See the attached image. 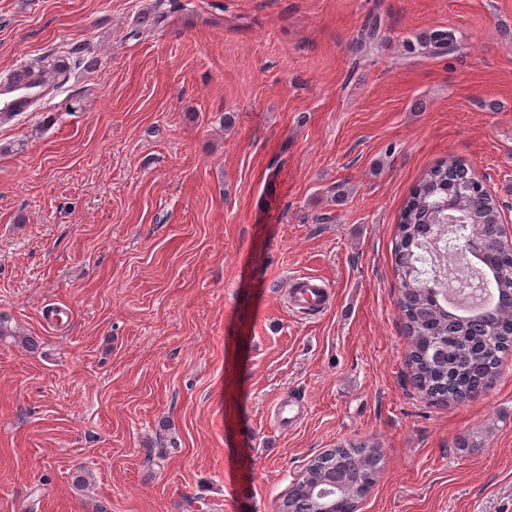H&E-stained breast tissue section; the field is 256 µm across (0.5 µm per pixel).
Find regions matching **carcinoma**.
Wrapping results in <instances>:
<instances>
[{"instance_id": "obj_1", "label": "carcinoma", "mask_w": 512, "mask_h": 512, "mask_svg": "<svg viewBox=\"0 0 512 512\" xmlns=\"http://www.w3.org/2000/svg\"><path fill=\"white\" fill-rule=\"evenodd\" d=\"M164 6L165 0H154L137 24L161 22ZM378 32L376 22L361 29L356 52L373 53ZM419 46L430 55L450 54L457 39L438 30L420 38ZM464 171L450 156L424 174L402 210L394 245L397 307L410 339L407 365L415 388L438 402L481 396L499 376L503 356L512 352V247L503 240L498 199ZM446 201L452 204L454 240L467 243L479 267L469 278L483 294L476 312L448 299L436 278L437 257L428 250L445 218ZM8 337L31 350L39 346L35 337L17 334L0 318V338ZM381 461L379 450L366 443L326 449L305 464L279 512H351L373 486Z\"/></svg>"}]
</instances>
